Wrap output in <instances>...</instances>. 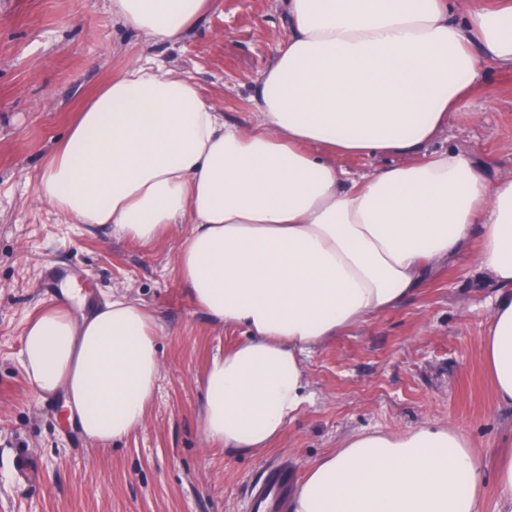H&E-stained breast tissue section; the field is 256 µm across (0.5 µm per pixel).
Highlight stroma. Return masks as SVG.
Listing matches in <instances>:
<instances>
[{
    "label": "stroma",
    "mask_w": 512,
    "mask_h": 512,
    "mask_svg": "<svg viewBox=\"0 0 512 512\" xmlns=\"http://www.w3.org/2000/svg\"><path fill=\"white\" fill-rule=\"evenodd\" d=\"M287 36L279 0H217L174 45L122 27L110 0H0V512H250L249 488L267 467L300 473L353 434H402L422 422L464 436L489 482L483 512H498L493 480L500 446L512 440V407L497 403L485 359L495 288L470 255L306 354L310 403L270 448L229 454L203 438L202 378L244 331L192 306L174 262L189 225L142 246L68 223L34 198L36 174L76 112L130 61L179 67L225 120L246 128L257 82ZM447 136L490 171L512 169V70L488 64ZM54 265L79 269L93 302L124 294L158 318L159 388L144 425L120 444L66 425L61 397H38L19 363L27 321L53 305L43 285ZM19 448L37 461L38 484L15 480Z\"/></svg>",
    "instance_id": "1"
}]
</instances>
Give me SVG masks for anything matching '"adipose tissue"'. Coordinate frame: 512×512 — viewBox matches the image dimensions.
<instances>
[{
  "label": "adipose tissue",
  "mask_w": 512,
  "mask_h": 512,
  "mask_svg": "<svg viewBox=\"0 0 512 512\" xmlns=\"http://www.w3.org/2000/svg\"><path fill=\"white\" fill-rule=\"evenodd\" d=\"M467 0H280L288 37L262 73L249 130L185 73L137 59L102 85L56 146L35 196L143 246L189 225L175 257L192 305L246 337L203 376L207 441L258 452L308 402L303 356L415 295L473 252L495 285L484 339L512 406V171L439 143L485 83L512 69V5ZM215 0H111L141 36L177 43ZM389 157L353 179L347 160ZM158 321L117 296L48 308L24 329L36 394H59L89 440L140 428L160 378ZM486 475L455 429L347 437L311 462L290 512H480Z\"/></svg>",
  "instance_id": "ef3b65f1"
}]
</instances>
